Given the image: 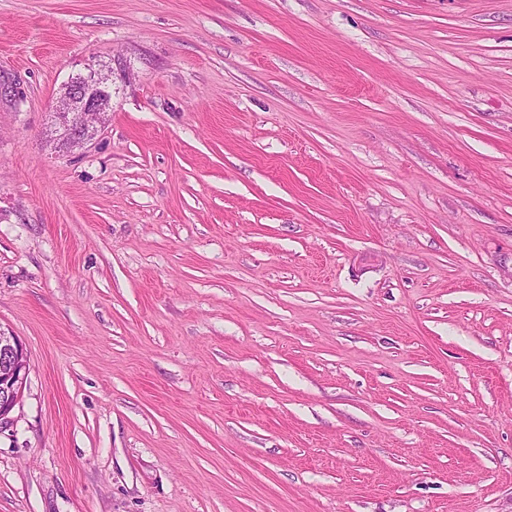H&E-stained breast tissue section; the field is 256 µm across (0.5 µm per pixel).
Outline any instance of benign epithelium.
<instances>
[{
	"instance_id": "obj_1",
	"label": "benign epithelium",
	"mask_w": 512,
	"mask_h": 512,
	"mask_svg": "<svg viewBox=\"0 0 512 512\" xmlns=\"http://www.w3.org/2000/svg\"><path fill=\"white\" fill-rule=\"evenodd\" d=\"M130 79V71L96 61L69 76L52 105L57 122L50 130L51 136L63 139L68 147L92 141L112 112L116 82L127 84ZM28 373V356L23 345L0 328V421L18 404Z\"/></svg>"
}]
</instances>
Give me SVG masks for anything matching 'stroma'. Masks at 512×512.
Instances as JSON below:
<instances>
[{
    "label": "stroma",
    "instance_id": "35a3bbf8",
    "mask_svg": "<svg viewBox=\"0 0 512 512\" xmlns=\"http://www.w3.org/2000/svg\"><path fill=\"white\" fill-rule=\"evenodd\" d=\"M0 80V512H512V0H0ZM117 79L124 85L130 83V71L96 61L69 76L52 105L57 122L50 129L51 136L62 138L67 147L92 141L112 112ZM29 368L23 345L16 336L0 328V421L18 404Z\"/></svg>",
    "mask_w": 512,
    "mask_h": 512
}]
</instances>
